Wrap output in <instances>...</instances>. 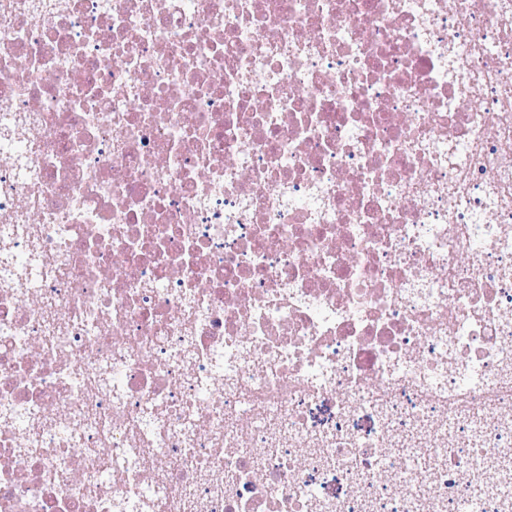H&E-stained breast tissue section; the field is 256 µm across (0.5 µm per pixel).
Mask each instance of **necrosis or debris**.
Here are the masks:
<instances>
[{"mask_svg":"<svg viewBox=\"0 0 512 512\" xmlns=\"http://www.w3.org/2000/svg\"><path fill=\"white\" fill-rule=\"evenodd\" d=\"M0 512H512V0H0ZM310 422L316 429H324L339 423L332 402L325 400L310 406Z\"/></svg>","mask_w":512,"mask_h":512,"instance_id":"obj_1","label":"necrosis or debris"}]
</instances>
